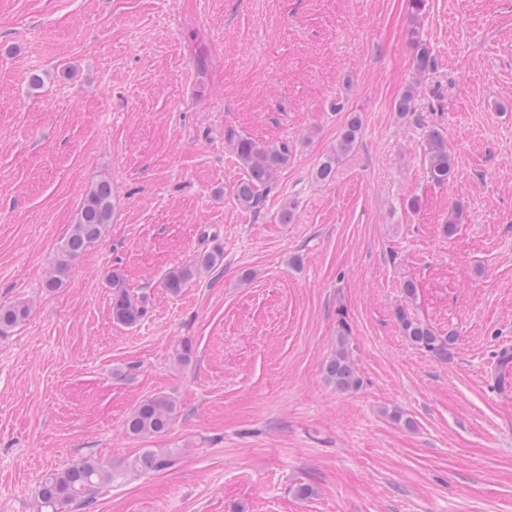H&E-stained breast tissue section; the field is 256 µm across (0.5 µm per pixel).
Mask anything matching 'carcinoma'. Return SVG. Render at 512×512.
<instances>
[{
	"label": "carcinoma",
	"instance_id": "carcinoma-1",
	"mask_svg": "<svg viewBox=\"0 0 512 512\" xmlns=\"http://www.w3.org/2000/svg\"><path fill=\"white\" fill-rule=\"evenodd\" d=\"M414 66L423 73L431 69L434 60L418 31H411ZM361 131L359 115L351 113L345 121L336 148L323 156L314 169V177L321 183L330 182L336 173V166L343 155L352 149ZM239 164L245 175L236 185V197L245 206L258 209L264 198L277 183L281 171L288 165V146L271 143L247 136L228 133ZM427 178L436 185H446L454 177V163L448 153L444 134L431 128L426 134ZM112 216V187L106 180L92 185L76 214L74 224L62 247V260L54 273L46 280L49 289L62 285L68 273V261L79 257L103 236ZM223 262V250L216 249L198 256L192 266H178L168 271L163 285L172 295H178L184 284L194 275L209 271ZM112 285V319L126 326L139 324L147 314L146 299L131 293L117 274L110 276ZM28 309L18 302L0 305V334L5 335L25 320ZM398 321L403 336L418 349L432 356L446 360L456 342L453 332L442 336L427 325L414 320L405 310L398 312ZM351 327L344 315L336 322V352L327 362V378L343 392L353 391L359 386V378L351 362L349 342ZM177 414L174 400L157 395L143 400L127 417L125 431L131 437H144L166 432ZM178 464L177 457L162 448H146L133 461L119 470L92 456L83 457L71 466L45 475L35 492L38 512H74L93 503L99 489L124 474L146 471L170 470Z\"/></svg>",
	"mask_w": 512,
	"mask_h": 512
}]
</instances>
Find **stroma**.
<instances>
[{
  "label": "stroma",
  "instance_id": "1",
  "mask_svg": "<svg viewBox=\"0 0 512 512\" xmlns=\"http://www.w3.org/2000/svg\"><path fill=\"white\" fill-rule=\"evenodd\" d=\"M351 112L359 139L319 183ZM433 127L455 162L443 186L426 178ZM230 129L289 147L261 210L235 195ZM102 179L112 220L47 289ZM216 246L219 267L164 288ZM114 271L148 300L137 326L112 320ZM15 301L30 312L0 335V512H36L47 472L146 448L178 466L117 477L82 512H512V394L486 373L512 346V0H0V304ZM401 308L456 334L448 360L405 339ZM340 311L350 392L325 373ZM158 394L170 429L128 437Z\"/></svg>",
  "mask_w": 512,
  "mask_h": 512
}]
</instances>
